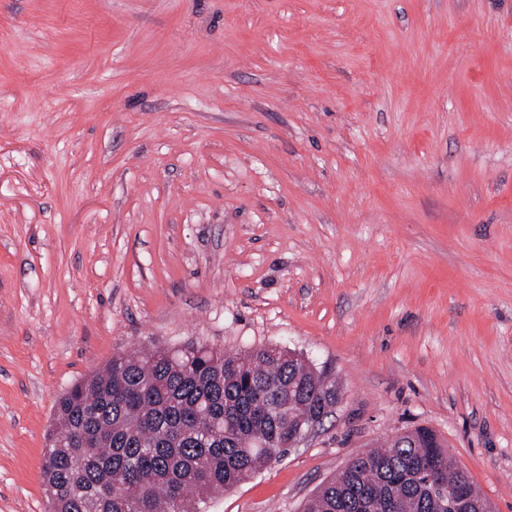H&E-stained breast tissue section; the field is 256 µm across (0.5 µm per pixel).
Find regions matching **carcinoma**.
Returning <instances> with one entry per match:
<instances>
[{"instance_id":"1","label":"carcinoma","mask_w":512,"mask_h":512,"mask_svg":"<svg viewBox=\"0 0 512 512\" xmlns=\"http://www.w3.org/2000/svg\"><path fill=\"white\" fill-rule=\"evenodd\" d=\"M322 374L288 351L225 352L188 342L118 354L55 403L42 448L48 512H202L288 452L322 417ZM464 471L419 427L398 447L358 454L305 512H450Z\"/></svg>"}]
</instances>
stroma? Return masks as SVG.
Segmentation results:
<instances>
[{
  "label": "stroma",
  "mask_w": 512,
  "mask_h": 512,
  "mask_svg": "<svg viewBox=\"0 0 512 512\" xmlns=\"http://www.w3.org/2000/svg\"><path fill=\"white\" fill-rule=\"evenodd\" d=\"M189 341L339 388L205 512L421 426L512 512V0H0V512L64 391Z\"/></svg>",
  "instance_id": "obj_1"
}]
</instances>
